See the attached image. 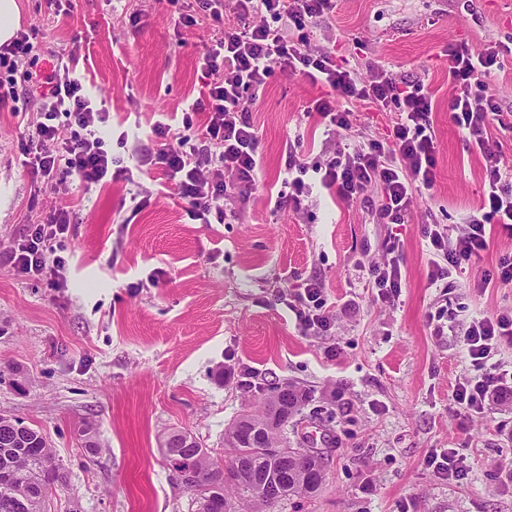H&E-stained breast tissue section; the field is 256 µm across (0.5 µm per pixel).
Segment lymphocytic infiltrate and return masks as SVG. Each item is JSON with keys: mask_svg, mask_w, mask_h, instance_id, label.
Returning <instances> with one entry per match:
<instances>
[{"mask_svg": "<svg viewBox=\"0 0 512 512\" xmlns=\"http://www.w3.org/2000/svg\"><path fill=\"white\" fill-rule=\"evenodd\" d=\"M335 8L336 0H235L237 22L226 26L222 23L224 0H193L179 15L183 26L194 25L200 12L223 26L220 37L201 56L200 68L211 78L205 99L182 117L183 126L200 123L202 133L193 141L175 132L171 124L156 122L153 132L163 145L139 156L138 161L161 168L179 197L187 200L194 219L223 215L224 197L251 193L262 164L252 121L256 94L277 73H299L329 88V95L305 108L307 115L328 130L350 129L348 104L356 100L396 115L386 138L354 150L338 145L334 155L318 167L322 186L339 201L353 200L368 187L381 186V218L388 224H401L413 192L433 189L437 158L432 92L425 85L402 81L382 66L374 67L370 79H362L354 69L337 64L330 51L311 50L312 28ZM263 13L270 15V23H254V16ZM503 58V49L497 45L478 54L464 43L448 50L452 84L448 116L483 160V193L479 210L466 219L468 230L463 235L452 236L446 224L427 225L428 276L433 285L464 273L489 248L494 233L512 238V166L504 163L490 136L491 125L500 118L493 80ZM25 93L41 112L29 136L33 172L50 182L103 181L112 168V157L96 132L107 123L109 114L93 106L69 64L56 56L48 73H27ZM61 117L72 128L70 136L61 134L57 124ZM69 224L68 212L57 210L7 253V262L31 276L58 275L64 260L56 256L53 242L67 232ZM511 347L512 309L473 320L463 334V348L479 374L459 383L454 402L474 412L484 409L505 386L494 358Z\"/></svg>", "mask_w": 512, "mask_h": 512, "instance_id": "1", "label": "lymphocytic infiltrate"}]
</instances>
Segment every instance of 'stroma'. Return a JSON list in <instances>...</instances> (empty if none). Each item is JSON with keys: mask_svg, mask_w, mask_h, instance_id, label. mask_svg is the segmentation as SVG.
I'll use <instances>...</instances> for the list:
<instances>
[{"mask_svg": "<svg viewBox=\"0 0 512 512\" xmlns=\"http://www.w3.org/2000/svg\"><path fill=\"white\" fill-rule=\"evenodd\" d=\"M31 53L22 69L74 53V75L110 114L97 135L112 156V180L50 186L31 173L22 147L38 106L19 98L0 109V255L31 225L67 209L59 251L64 275L29 277L0 259V412L42 430L63 474L46 512H191L189 490L165 465L159 440L190 431L213 455L224 430L255 410L270 388L309 394L304 420L288 428L294 448H319L326 480L316 495L274 512H512V403L483 418L460 414L454 385L477 370L459 345L472 319L512 308V287L480 292L474 280L512 253L494 238L467 272L430 285L428 224L463 227L481 204L482 161L448 118V46L472 52L512 47V0H338L311 38L362 77L382 65L436 92L433 190L414 194L405 223L379 219L380 186L350 202L312 170L300 210L276 208L289 151L309 165L332 157L338 136L305 116L324 87L275 75L252 114L263 165L249 198L223 203V222L192 219L162 172L137 163L157 150L160 118L181 125L204 92L199 59L218 33L208 16L174 33L171 0H19ZM504 126L493 138L512 164V54L495 86ZM354 145L386 136L395 113L350 103ZM400 239L402 288L383 303L371 274ZM318 278L328 331L304 329L291 307ZM446 312L436 335L429 314ZM95 424L88 454L80 432ZM458 448L462 479L424 463Z\"/></svg>", "mask_w": 512, "mask_h": 512, "instance_id": "1", "label": "stroma"}]
</instances>
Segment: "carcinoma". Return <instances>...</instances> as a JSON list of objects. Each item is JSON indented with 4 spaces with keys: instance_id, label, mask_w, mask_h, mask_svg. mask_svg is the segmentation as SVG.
Returning a JSON list of instances; mask_svg holds the SVG:
<instances>
[{
    "instance_id": "cac0c4a2",
    "label": "carcinoma",
    "mask_w": 512,
    "mask_h": 512,
    "mask_svg": "<svg viewBox=\"0 0 512 512\" xmlns=\"http://www.w3.org/2000/svg\"><path fill=\"white\" fill-rule=\"evenodd\" d=\"M309 396L300 387L286 382L271 389L259 408L242 415L224 431V455L228 463L242 461L244 473L231 466L224 485L212 482L219 460L186 430L172 429L161 441L164 460L175 455L198 477L190 488L191 512H268L280 501L293 496H312L325 481V456L317 450L301 461L274 457L268 449L287 439L285 431L271 422L284 408L293 416L302 415ZM10 477L8 488H0V512H44L49 489L63 475L46 434L23 421L0 413V475ZM278 475V486L263 493L252 477Z\"/></svg>"
}]
</instances>
